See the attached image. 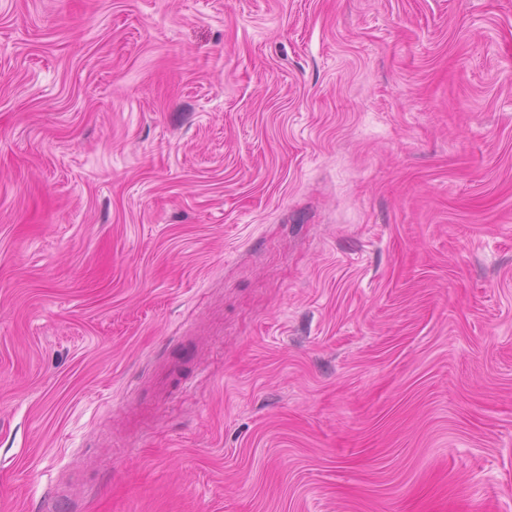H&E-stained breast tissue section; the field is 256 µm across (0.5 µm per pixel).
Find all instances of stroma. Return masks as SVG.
Segmentation results:
<instances>
[{"instance_id": "stroma-1", "label": "stroma", "mask_w": 512, "mask_h": 512, "mask_svg": "<svg viewBox=\"0 0 512 512\" xmlns=\"http://www.w3.org/2000/svg\"><path fill=\"white\" fill-rule=\"evenodd\" d=\"M0 512H512V0H0Z\"/></svg>"}]
</instances>
